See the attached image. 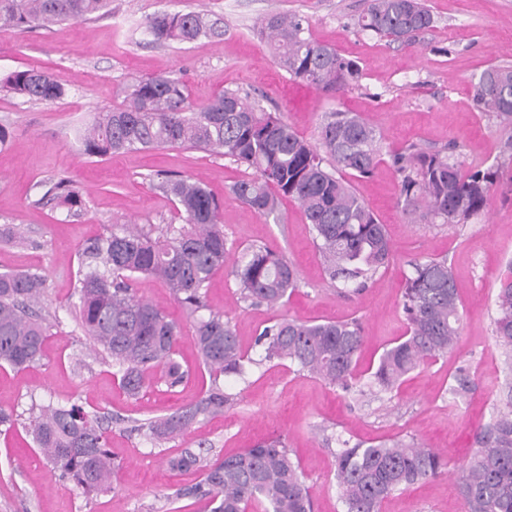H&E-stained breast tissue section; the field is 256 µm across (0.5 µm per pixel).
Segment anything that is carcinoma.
I'll use <instances>...</instances> for the list:
<instances>
[{"label":"carcinoma","mask_w":512,"mask_h":512,"mask_svg":"<svg viewBox=\"0 0 512 512\" xmlns=\"http://www.w3.org/2000/svg\"><path fill=\"white\" fill-rule=\"evenodd\" d=\"M109 6L110 0H0V26L51 27L105 14ZM433 24L423 0H368L357 21L362 32L406 44ZM147 30L157 44H185L223 37L224 22L199 12H163L148 19ZM256 33L268 40L280 68L293 80L339 92L359 78L358 63L315 41L308 21L296 14L268 15ZM4 84L33 101H56L66 94L64 86L36 68L13 72ZM473 86L477 109L507 130L502 156L512 163V66L484 70ZM79 140L88 156L188 147L254 170L253 176L234 183L231 193L265 216L279 208L270 187L296 200L332 283L362 288L391 258L384 225L342 176L350 170L357 177H369L382 162L381 136L356 113H325L319 145L314 146L247 94L224 91L193 108L180 79L157 76L137 81L123 106L99 113L79 133ZM389 159L400 180L403 211L428 224H465L479 217L501 170L499 163L486 169L466 165L453 144L444 153L411 144L389 151ZM158 189L175 203L182 224H168L157 236L151 227L124 224L85 248L75 306L78 325L112 360L121 388L131 396L147 388L157 372L170 390L188 379L177 360L181 325L156 304L137 298L133 281L163 280L193 316L192 339L211 373V385L196 403L149 421L144 432L148 440L172 439L197 421L224 412L236 395L224 388L220 377L244 381L251 366L264 361L287 362L298 372L363 397L393 392L406 375L452 349L462 321L455 277L448 260L427 259L411 262L406 279L407 333L383 350L367 380L354 378L363 343L356 320L318 323L282 316L257 339L262 359L244 355L231 321L221 312L203 314L207 305L202 289L230 256L219 221L220 204L203 182L179 174H162ZM44 196L70 210L82 204L72 181L64 178L47 185ZM232 273L243 299L253 304L283 306L298 288L295 267L266 245L247 248L234 259ZM44 288L38 273H0V364L23 369L40 358L46 328L38 304ZM493 325L504 371L511 373L512 262L500 279ZM469 386L460 369L448 393L456 398ZM31 410L38 412L32 429L36 447L61 476L87 494L108 489L119 465L111 460L100 419L77 403L34 401ZM475 441L477 448L457 475L467 512H512V387L505 386L501 404ZM325 442L338 445L331 453L343 512H380V504L391 494L435 479L448 466L438 451L413 439L366 446L330 435ZM168 463L202 475L199 482L169 494L171 501L197 499L207 512H247L253 506L261 512H313L300 465L280 438L213 463L190 450Z\"/></svg>","instance_id":"cac0c4a2"}]
</instances>
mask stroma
<instances>
[{"mask_svg": "<svg viewBox=\"0 0 512 512\" xmlns=\"http://www.w3.org/2000/svg\"><path fill=\"white\" fill-rule=\"evenodd\" d=\"M434 26L402 47L359 32L364 0H112L109 14L65 26L24 31L0 28V79L39 67L66 94L35 102L0 86V272L32 271L46 280L41 314L47 328L42 357L23 370L0 366V407L14 424L0 426V512H205L203 504H165L177 485L198 481L196 471L172 469L168 460L185 450L208 460L241 452L256 441L282 438L300 463L315 512H342L333 480L335 459L324 433L377 443L406 436L439 450L445 475L395 492L381 512H466L456 474L475 436L501 396V357L493 316L499 281L512 263V169L503 168L485 214L465 224H426L406 215L397 201L400 182L388 163L368 178L351 177L357 194L384 224L393 245L389 267L352 291L327 279L311 226L295 200L282 199L276 216L242 204L231 186L249 176L232 159L192 148H164L107 158L84 154L78 133L96 113L121 107L131 85L156 75L179 78L192 104L224 90L260 95L299 136L318 141L324 113H359L382 136L384 149L416 142L435 150L456 144L469 164L500 158L505 131L473 107L472 80L493 64L512 65V0H428ZM202 11L224 21V36L191 44L154 43L146 22L161 12ZM309 21L310 33L357 60L361 77L333 92L290 79L254 26L272 13ZM171 171L200 179L222 204L220 220L233 256L265 244L285 254L299 275L288 303L277 309L244 302L230 266L216 269L205 289L209 309L231 320L242 350L258 360L247 380L225 378L238 396L223 414L194 424L175 439L153 443L138 427L199 400L210 385L191 335L178 359L190 378L175 389L155 383L132 397L119 385L110 361L91 351L74 320L79 256L117 224L161 227L178 221L175 206L153 181ZM72 180L84 201L79 212L41 203L45 182ZM448 259L458 286L463 326L448 356L411 372L398 391L352 399L306 373L262 362L256 339L279 317L302 322L356 319L364 336L357 373L366 376L383 349L407 331L402 295L411 261ZM471 376L456 400L446 393L458 369ZM78 403L107 419L109 448L119 470L101 493H82L36 448L32 402Z\"/></svg>", "mask_w": 512, "mask_h": 512, "instance_id": "stroma-1", "label": "stroma"}]
</instances>
